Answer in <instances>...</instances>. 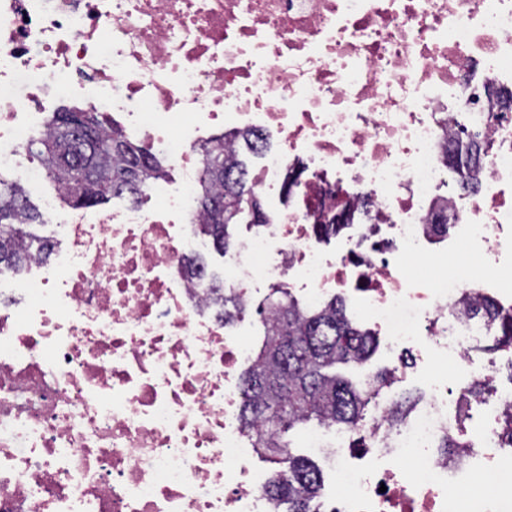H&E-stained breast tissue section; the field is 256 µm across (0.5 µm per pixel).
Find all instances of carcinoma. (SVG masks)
<instances>
[{"mask_svg":"<svg viewBox=\"0 0 512 512\" xmlns=\"http://www.w3.org/2000/svg\"><path fill=\"white\" fill-rule=\"evenodd\" d=\"M80 112L63 108L54 113L50 131L36 140L40 163L65 188L64 199L75 207L97 206L124 195L119 185L129 169H139L141 184L162 171V163L148 148L128 141L120 132L106 131L95 113L84 138H67L65 126ZM478 134L472 133L449 148L460 183L475 188L470 167L475 159ZM240 143L252 152L263 147L261 136L248 130H231L214 138L216 145L202 151L203 192L199 200L221 198L222 215L202 207V234L215 248L231 244V228L262 213L252 194L250 171L240 154L224 149V141ZM42 223L41 214L29 202L24 187L0 188V266L17 272L31 255L44 261L54 253V241L32 227ZM473 314L490 323L496 332L488 350L512 347V311L502 312L494 304L469 303ZM264 340L253 365L241 375V418L251 431L256 448L275 467V480L267 494L288 506L286 512H314L323 492L320 469L309 459L283 456L281 433L315 420L351 428L365 418L375 392L389 384L387 374H373L372 386L354 383L333 372L338 364H365L377 348L375 334L362 329L347 316L344 305L330 298L314 308L286 298L272 305Z\"/></svg>","mask_w":512,"mask_h":512,"instance_id":"carcinoma-1","label":"carcinoma"}]
</instances>
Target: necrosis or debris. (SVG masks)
Instances as JSON below:
<instances>
[{"instance_id":"1","label":"necrosis or debris","mask_w":512,"mask_h":512,"mask_svg":"<svg viewBox=\"0 0 512 512\" xmlns=\"http://www.w3.org/2000/svg\"><path fill=\"white\" fill-rule=\"evenodd\" d=\"M506 82L512 0H0V173L39 191L29 141L61 105L178 173L142 202L61 213L52 261L0 279V512H278L241 420L250 318L225 323L227 292L336 297L423 369L455 358L492 380L491 329L458 308L512 310ZM462 120L485 147L468 196L446 162ZM217 126L269 141L252 178L266 221L225 251L220 291L184 272L206 246L200 148ZM327 209L347 216L330 236ZM422 255L438 268L410 278ZM425 383L398 425L379 395L356 429L304 433L334 479L317 512H512V383L483 401ZM477 475L486 490L468 492Z\"/></svg>"}]
</instances>
